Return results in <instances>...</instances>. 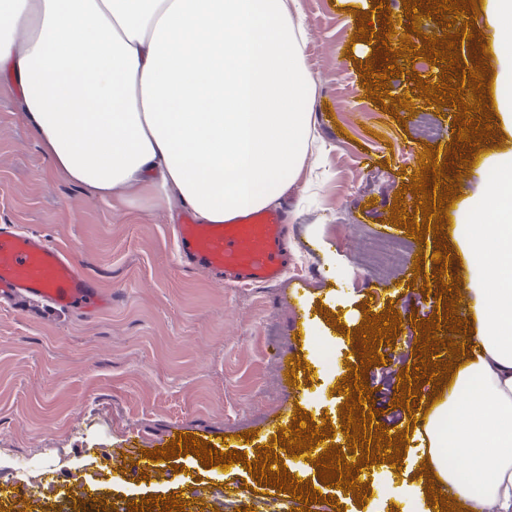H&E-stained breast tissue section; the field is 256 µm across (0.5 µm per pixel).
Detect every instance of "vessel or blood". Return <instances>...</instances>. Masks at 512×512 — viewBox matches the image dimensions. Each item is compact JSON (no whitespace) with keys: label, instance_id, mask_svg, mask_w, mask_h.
I'll use <instances>...</instances> for the list:
<instances>
[{"label":"vessel or blood","instance_id":"obj_1","mask_svg":"<svg viewBox=\"0 0 512 512\" xmlns=\"http://www.w3.org/2000/svg\"><path fill=\"white\" fill-rule=\"evenodd\" d=\"M290 226L283 210L253 211L221 224L193 221L174 225L178 253L186 272H204L227 286H269L288 269ZM37 303L83 317H93L112 306V293L99 279L82 269L71 252L43 236L26 233L14 224H0V304L21 307ZM277 436L311 427L310 418L276 412L272 418ZM131 461L146 472L158 469L154 458L131 448L110 453L106 461L122 466ZM50 490H64L87 499L79 474H56Z\"/></svg>","mask_w":512,"mask_h":512}]
</instances>
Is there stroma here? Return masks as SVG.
<instances>
[{"instance_id": "1", "label": "stroma", "mask_w": 512, "mask_h": 512, "mask_svg": "<svg viewBox=\"0 0 512 512\" xmlns=\"http://www.w3.org/2000/svg\"><path fill=\"white\" fill-rule=\"evenodd\" d=\"M304 55L314 77L316 140L306 158L318 170L315 188H290V213L299 237L278 285L227 288L205 273L184 271L171 224L179 210L134 200L114 208L89 196L56 172L25 125L15 88L0 82V224H15L70 250L82 267L112 292V307L92 318L73 314H23L0 307V478L25 485L48 469L79 473L105 512H149L156 498H178L182 512H212L210 488L223 489L233 512H266L272 499L292 495L253 476L261 453L276 456L288 481L306 482L315 500L309 512H410L412 505L388 480L405 459L359 468L361 490L321 482L305 451L267 439L276 411L310 416L323 447L347 460L373 432L410 439L431 408L428 385L409 402L399 397L414 366L421 329L436 321L447 288L434 259L452 246L434 225L462 223L458 198L444 196L422 211V194L403 173L425 157L436 180L455 170L463 190L478 193L466 163L456 158L466 111L492 115L495 84L482 71L483 93L469 107L451 95L425 94L435 85L430 42L405 52L399 74L378 82L368 47L374 34L362 25L399 17L403 0H298ZM433 110L439 138L416 137L417 112ZM416 230H408V223ZM400 224L419 268H405V287L389 306L375 291L397 277L375 273L362 259L364 234ZM309 316L294 331L293 316ZM396 321L386 339L372 337L379 359L363 372L371 410L369 430L357 446L343 434L346 404L354 398L344 379L357 354V338L372 320ZM301 353L306 386L291 393L284 363ZM178 431L211 442L217 450L247 445L246 460L229 468L203 466L191 453L144 473L104 469L103 454L135 445L167 449Z\"/></svg>"}]
</instances>
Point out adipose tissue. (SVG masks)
Returning a JSON list of instances; mask_svg holds the SVG:
<instances>
[{
	"label": "adipose tissue",
	"mask_w": 512,
	"mask_h": 512,
	"mask_svg": "<svg viewBox=\"0 0 512 512\" xmlns=\"http://www.w3.org/2000/svg\"><path fill=\"white\" fill-rule=\"evenodd\" d=\"M288 0H0V74L53 169L103 201L179 204L204 224L277 203L301 178L314 78ZM496 176L463 199L471 283L428 377L418 466L465 512H512V97ZM468 459L459 467L453 453Z\"/></svg>",
	"instance_id": "obj_1"
}]
</instances>
